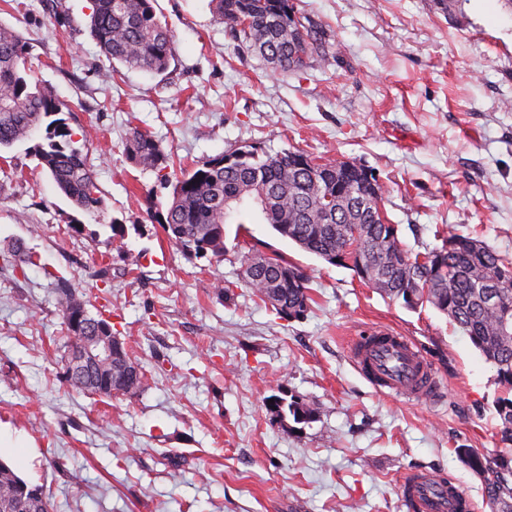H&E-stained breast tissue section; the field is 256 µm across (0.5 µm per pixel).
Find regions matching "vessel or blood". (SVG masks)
<instances>
[{"label":"vessel or blood","instance_id":"obj_1","mask_svg":"<svg viewBox=\"0 0 512 512\" xmlns=\"http://www.w3.org/2000/svg\"><path fill=\"white\" fill-rule=\"evenodd\" d=\"M359 374L384 394L426 400L440 391L438 375L417 346L405 336L384 328L367 329L349 347ZM408 512H474V501L450 474L417 468L400 485Z\"/></svg>","mask_w":512,"mask_h":512}]
</instances>
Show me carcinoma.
Returning a JSON list of instances; mask_svg holds the SVG:
<instances>
[{
  "label": "carcinoma",
  "instance_id": "obj_1",
  "mask_svg": "<svg viewBox=\"0 0 512 512\" xmlns=\"http://www.w3.org/2000/svg\"><path fill=\"white\" fill-rule=\"evenodd\" d=\"M155 0H90L88 28L102 56L116 65L161 75L172 57L173 36L154 10ZM214 17L242 48L263 57L274 71L306 66L323 52L312 29L301 23L292 0H213ZM28 48L13 28L0 24V147L10 148L45 127L29 153L58 189L85 214L99 218L101 190L87 157L74 146V133L61 117L68 105L47 84H31ZM127 157L145 170L167 167L169 153L148 133L131 129ZM355 161L316 163L299 150L237 149L197 163L175 176L161 226L187 254L221 260L225 224L251 204L283 238L331 265L353 270L363 283L408 309L426 304L467 336L496 371L502 393L494 402L500 440L512 442V256L454 230L441 245L415 250L400 239L381 208L385 188ZM242 283L283 318L304 316L309 278L280 255L253 252L243 261ZM66 333L72 307L80 301L72 285L53 283ZM112 389L137 396L144 375L129 352L112 360ZM270 407L283 421L315 419L317 408L299 398L276 397ZM460 460L484 478L494 512H512V448L488 456L457 449ZM31 485L0 463V512H35Z\"/></svg>",
  "mask_w": 512,
  "mask_h": 512
}]
</instances>
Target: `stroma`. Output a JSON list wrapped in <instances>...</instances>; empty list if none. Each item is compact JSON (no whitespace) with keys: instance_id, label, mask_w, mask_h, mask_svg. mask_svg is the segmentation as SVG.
<instances>
[{"instance_id":"35a3bbf8","label":"stroma","mask_w":512,"mask_h":512,"mask_svg":"<svg viewBox=\"0 0 512 512\" xmlns=\"http://www.w3.org/2000/svg\"><path fill=\"white\" fill-rule=\"evenodd\" d=\"M325 53L272 72L213 19L210 0H156L172 59L154 76L109 63L87 27L90 0H0V23L28 46L32 78L69 104L76 145L102 189L95 222L61 193L27 143L0 150V423L24 439L0 453L43 488L53 512H406L414 467L454 475L476 512L481 477L457 457L501 449L495 372L430 306L415 310L253 220L226 225L223 260L184 254L151 203L170 182L131 162L130 128L175 168L249 147L355 161L387 187L404 243L452 228L512 254V9L461 0H294ZM123 226L113 237L110 223ZM23 243L24 263L8 247ZM275 252L310 279L303 318L285 319L239 280L244 255ZM106 278H99V270ZM71 282L144 374L135 397L73 388L52 283ZM229 286L217 297L212 285ZM411 338L443 395L376 392L347 353L360 331ZM313 403L314 421H279L269 397Z\"/></svg>"}]
</instances>
